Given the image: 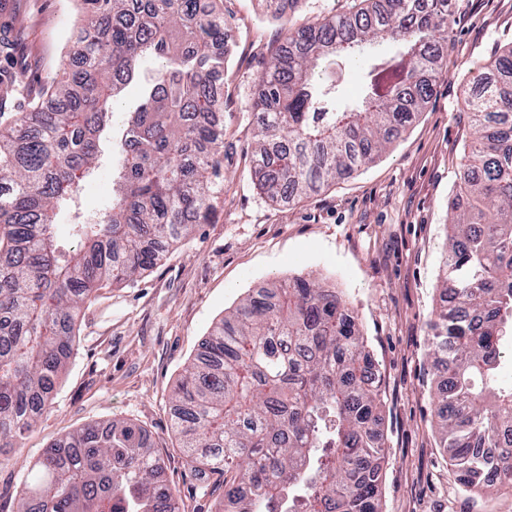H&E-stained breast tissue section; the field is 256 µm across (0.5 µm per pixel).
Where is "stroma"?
<instances>
[{"label": "stroma", "instance_id": "1", "mask_svg": "<svg viewBox=\"0 0 512 512\" xmlns=\"http://www.w3.org/2000/svg\"><path fill=\"white\" fill-rule=\"evenodd\" d=\"M354 0H299L287 20L265 0H224L231 45L224 73V200L213 223L196 225L128 286L99 289L82 310L74 353L51 408L0 464V512H15L26 468L58 437L86 425L142 426L165 459L184 512H215L224 489L188 469L171 430L169 401L210 327L255 288L301 275L336 286L359 316L383 376L387 464L382 512H512V498L470 497L439 442L427 322L437 299L448 207L471 138L462 98L474 65L512 44V0H453L448 55L426 109L374 162L292 205L253 183L259 116L252 95L288 25L343 15ZM15 19L18 64L37 91L74 39L76 0H5ZM85 220L112 201L110 158L82 183Z\"/></svg>", "mask_w": 512, "mask_h": 512}]
</instances>
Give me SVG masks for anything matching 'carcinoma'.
Wrapping results in <instances>:
<instances>
[{
    "label": "carcinoma",
    "mask_w": 512,
    "mask_h": 512,
    "mask_svg": "<svg viewBox=\"0 0 512 512\" xmlns=\"http://www.w3.org/2000/svg\"><path fill=\"white\" fill-rule=\"evenodd\" d=\"M217 0H81L79 65L61 60L27 108H0V464L50 408L78 310L107 285L152 269L160 249L210 224L224 195L228 21ZM452 0H360L353 13L298 26L270 53L255 186L296 203L374 161L424 112L448 51ZM387 43L394 52L383 54ZM159 63L121 137L113 103L141 62ZM362 66L339 91L318 68ZM22 75L0 79V105ZM473 130L452 199L438 300L427 323L440 447L463 491L512 496V46L473 69ZM110 147L117 188L95 224L56 209ZM383 378L358 316L334 288L295 277L244 298L202 342L171 398L190 470L224 477L222 512H381ZM501 449L504 478L479 477V447ZM164 460L135 424L90 425L27 467L16 512H179Z\"/></svg>",
    "instance_id": "cac0c4a2"
}]
</instances>
